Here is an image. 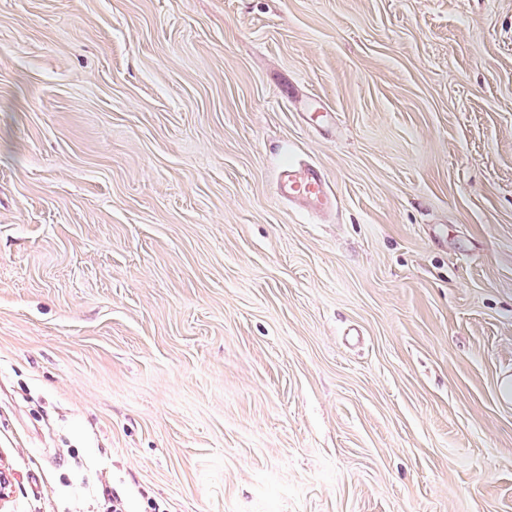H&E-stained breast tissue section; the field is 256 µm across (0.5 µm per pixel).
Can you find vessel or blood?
Returning a JSON list of instances; mask_svg holds the SVG:
<instances>
[{
  "mask_svg": "<svg viewBox=\"0 0 512 512\" xmlns=\"http://www.w3.org/2000/svg\"><path fill=\"white\" fill-rule=\"evenodd\" d=\"M276 192L279 197L314 210L326 211L338 206L325 172L316 165L284 163L276 182Z\"/></svg>",
  "mask_w": 512,
  "mask_h": 512,
  "instance_id": "obj_1",
  "label": "vessel or blood"
}]
</instances>
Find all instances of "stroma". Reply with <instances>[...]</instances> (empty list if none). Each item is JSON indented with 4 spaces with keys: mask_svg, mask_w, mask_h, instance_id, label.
Segmentation results:
<instances>
[{
    "mask_svg": "<svg viewBox=\"0 0 512 512\" xmlns=\"http://www.w3.org/2000/svg\"><path fill=\"white\" fill-rule=\"evenodd\" d=\"M507 377L512 0H0V512H512ZM280 198L304 205L314 210L336 209L338 200L331 190L323 169L316 165H297L291 157L281 167L276 182Z\"/></svg>",
    "mask_w": 512,
    "mask_h": 512,
    "instance_id": "obj_1",
    "label": "stroma"
}]
</instances>
